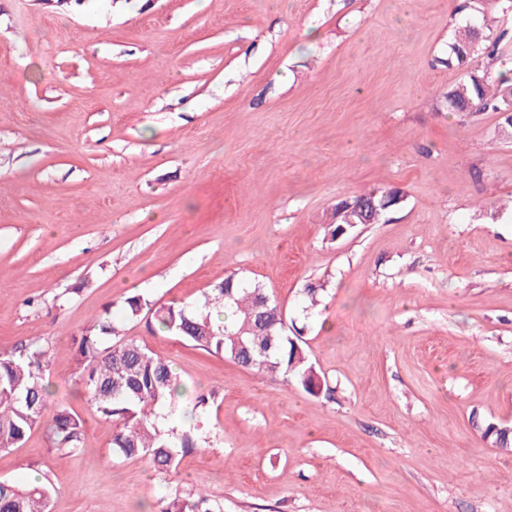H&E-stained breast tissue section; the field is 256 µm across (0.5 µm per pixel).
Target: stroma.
Returning <instances> with one entry per match:
<instances>
[{"instance_id":"obj_1","label":"stroma","mask_w":512,"mask_h":512,"mask_svg":"<svg viewBox=\"0 0 512 512\" xmlns=\"http://www.w3.org/2000/svg\"><path fill=\"white\" fill-rule=\"evenodd\" d=\"M463 0H0V351L37 340L43 428L0 449L49 512H512V136L450 112ZM396 188L333 239L338 199ZM284 308L320 395L179 341L134 339L215 400L161 477L112 454L72 345L139 291L194 305L231 273ZM320 291L308 308L305 291ZM160 503L159 512H223L221 505L212 503L211 499L202 494L181 495L175 492L168 502L162 500Z\"/></svg>"}]
</instances>
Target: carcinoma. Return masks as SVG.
I'll list each match as a JSON object with an SVG mask.
<instances>
[{"mask_svg": "<svg viewBox=\"0 0 512 512\" xmlns=\"http://www.w3.org/2000/svg\"><path fill=\"white\" fill-rule=\"evenodd\" d=\"M473 7L476 22L463 24L448 43V67H463L479 56L493 57L501 36L494 35L487 13L512 9V0H479ZM509 80L492 78L474 68L448 87L443 97L452 112H511ZM150 313L157 325L177 338L234 363L292 383L310 395L324 383L301 346V337L288 335L276 322L278 304L257 285L232 274L211 289L201 305L152 304L140 294H129L120 305V318L105 312L79 337L73 338L80 371L78 383L93 411L118 422L112 454L125 459L146 458L156 472L175 471L181 457L204 444L191 427L161 430L156 408L179 410L184 416L206 413L215 393L185 397L173 365L144 345L120 337L122 324ZM48 361L46 350L32 341L0 352V448L23 444L42 425L50 444L75 452L82 447L85 420L65 407L47 413ZM483 438L499 448L512 447V433L494 423ZM52 487L41 481L21 486L0 481V512H49ZM159 512H223L202 494H174Z\"/></svg>", "mask_w": 512, "mask_h": 512, "instance_id": "carcinoma-1", "label": "carcinoma"}]
</instances>
